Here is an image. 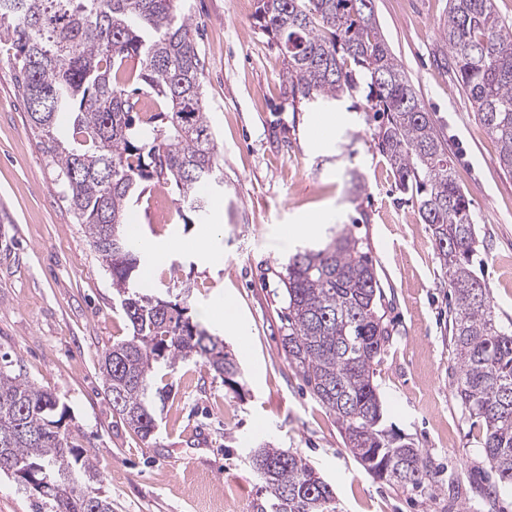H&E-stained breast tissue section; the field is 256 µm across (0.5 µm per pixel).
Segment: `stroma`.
Listing matches in <instances>:
<instances>
[{"label": "stroma", "instance_id": "obj_1", "mask_svg": "<svg viewBox=\"0 0 512 512\" xmlns=\"http://www.w3.org/2000/svg\"><path fill=\"white\" fill-rule=\"evenodd\" d=\"M204 57L208 115L224 157V190L210 218L183 223L172 197L131 202V232L145 248L150 287H190L188 315L222 336L241 369L224 385L201 360L178 361L155 403L157 430L141 440L113 414L99 360L130 329L112 279L50 173L13 68L0 62V361L64 403L72 441L85 448L112 512H271L251 448L268 441L301 453L333 487L337 512H512L485 460L482 427L454 397L458 376L448 320L451 298L432 233L401 194L373 146L364 99L295 112L281 109L282 56L236 0H190ZM389 47L446 139L480 230L477 273L502 324L512 323V174L471 102L440 64L438 29L448 0H374ZM329 140L312 131L327 114ZM355 134L352 155L340 145ZM357 168L366 187L352 194ZM318 217L315 233L293 225ZM367 239L386 294L391 336L376 368L388 424L422 448L438 485L417 493L374 479L346 448L335 416L288 363L283 283L296 248L334 226ZM248 327L224 332V296ZM494 491L492 503L483 494Z\"/></svg>", "mask_w": 512, "mask_h": 512}]
</instances>
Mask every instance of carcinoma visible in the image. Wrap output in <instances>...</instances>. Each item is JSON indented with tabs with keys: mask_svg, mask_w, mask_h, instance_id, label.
I'll use <instances>...</instances> for the list:
<instances>
[{
	"mask_svg": "<svg viewBox=\"0 0 512 512\" xmlns=\"http://www.w3.org/2000/svg\"><path fill=\"white\" fill-rule=\"evenodd\" d=\"M188 0H0V56L15 71L63 198L112 278L132 335L105 350L100 373L116 413L142 440L168 386L155 375L198 357L222 381L240 374L224 342L193 323L183 297L148 293L131 242L129 201L150 183L174 195L179 216L206 213L201 187L224 189L206 112L204 61ZM258 27L279 47L283 104L332 105L365 94L366 121L398 190L432 230L455 298V397L480 422L487 463L512 486V324L496 320L474 270L479 240L471 203L424 103L391 52L372 0H258ZM449 64L476 118L512 173V24L494 0H449L440 26ZM151 97L157 112H145ZM289 364L332 412L345 446L376 479L436 490L422 449L387 429L375 366L389 340L383 288L369 244L343 227L297 250L283 275ZM68 409L34 383L0 369V476L33 497V512H112L87 451L70 441ZM253 464L275 512H336L333 489L298 452L268 443Z\"/></svg>",
	"mask_w": 512,
	"mask_h": 512,
	"instance_id": "cac0c4a2",
	"label": "carcinoma"
}]
</instances>
